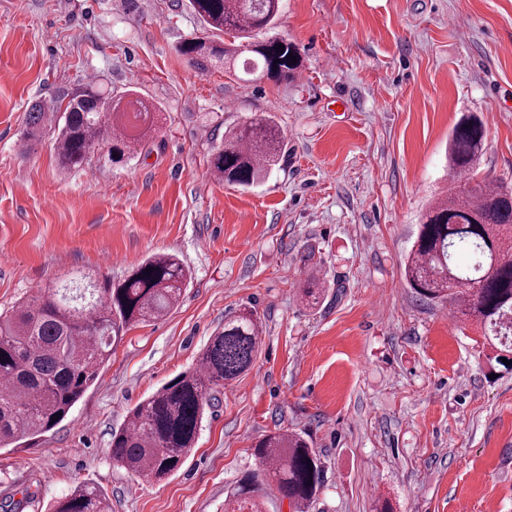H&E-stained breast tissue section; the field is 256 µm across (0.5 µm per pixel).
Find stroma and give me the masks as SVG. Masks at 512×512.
Segmentation results:
<instances>
[{"label":"stroma","mask_w":512,"mask_h":512,"mask_svg":"<svg viewBox=\"0 0 512 512\" xmlns=\"http://www.w3.org/2000/svg\"><path fill=\"white\" fill-rule=\"evenodd\" d=\"M201 31L187 0H0V311L159 253L189 274L63 421L0 450V512H45L79 482L112 512H224L279 428L325 466L310 512H512V371L490 377L480 325L449 324L403 273L462 116L486 126L480 175L512 186V0H283L302 65L282 81L199 69L178 47ZM93 78L152 102L157 130L124 162L103 145L65 173L56 130L26 117ZM258 113L286 156L254 187L225 184L209 154ZM246 306L254 367L210 390L183 467L158 482L113 463L129 409Z\"/></svg>","instance_id":"35a3bbf8"}]
</instances>
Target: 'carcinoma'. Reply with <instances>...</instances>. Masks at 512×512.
Here are the masks:
<instances>
[{"instance_id": "carcinoma-1", "label": "carcinoma", "mask_w": 512, "mask_h": 512, "mask_svg": "<svg viewBox=\"0 0 512 512\" xmlns=\"http://www.w3.org/2000/svg\"><path fill=\"white\" fill-rule=\"evenodd\" d=\"M205 35L186 39L179 51L203 68L233 65L248 52L244 73L258 79L292 77L301 65L299 47L274 32L281 0H188ZM231 37L227 42L220 34ZM284 49H278V45ZM293 54L296 60L287 58ZM153 106L134 93L113 100L91 80L68 94L63 115L28 113L32 128L62 122L56 139L59 168L86 162L95 147L108 145L112 162L124 161L128 140L152 131ZM486 127L464 116L448 139L451 184L425 210L404 265L405 279L421 298L446 303L456 313L490 328L486 337L502 364L512 352V189L475 180ZM285 155V140L269 115H260L224 137L210 155V171L225 183L248 188ZM467 254L471 264L456 265ZM188 278L174 254L148 257L118 283L98 284L85 275L0 315V448H15L61 422L101 377L104 365L133 323L167 315ZM260 318L246 307L224 319L198 364L161 386L130 411L112 433V460L138 476L162 480L178 471L196 448L208 391L238 379L253 366ZM263 475L295 512H308L323 484L320 456L296 431L276 430L259 442ZM265 483L245 477L224 499V512H266ZM50 512H112L96 487L78 483Z\"/></svg>"}]
</instances>
